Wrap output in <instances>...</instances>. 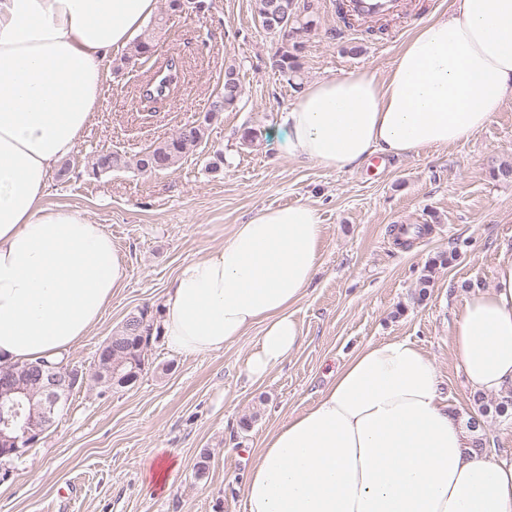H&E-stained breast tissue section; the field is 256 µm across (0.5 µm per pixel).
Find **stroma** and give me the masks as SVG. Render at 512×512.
<instances>
[{
	"mask_svg": "<svg viewBox=\"0 0 512 512\" xmlns=\"http://www.w3.org/2000/svg\"><path fill=\"white\" fill-rule=\"evenodd\" d=\"M185 15L156 10L166 23L161 51L181 58L184 82L148 105L137 87L147 69L109 74L100 111L73 154L52 173L48 203L86 210L111 234L126 276L101 321L65 354L89 369L104 341L141 310L160 314L179 267L224 242L264 207L305 203L321 214V263L293 309L300 347L260 380L245 362L261 335L253 327L223 351L186 358L153 339L139 379L111 390L83 384L62 415L21 457L0 463V512H245L252 455L288 416L317 399L337 368L361 347L392 337L414 340L434 361L448 405L461 422L476 406L451 345L467 293L492 284L502 251H512V97L468 141L391 159L387 169L323 168L294 155L286 114L299 95L270 66L275 40L255 0H203ZM304 44L303 86L358 70L386 76L421 22L450 0H396L390 13L344 23L340 0H313ZM234 66L242 85L235 111L208 129L206 144L160 174L136 168L90 177L97 154L139 152L201 118ZM258 133L242 138L244 129ZM429 225L401 248L394 226ZM457 251L435 269L425 299L417 284L428 260ZM249 429H241L242 418ZM209 455V468L195 465Z\"/></svg>",
	"mask_w": 512,
	"mask_h": 512,
	"instance_id": "35a3bbf8",
	"label": "stroma"
}]
</instances>
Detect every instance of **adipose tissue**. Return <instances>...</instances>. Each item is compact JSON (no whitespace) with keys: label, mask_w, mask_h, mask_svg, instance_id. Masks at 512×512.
Returning a JSON list of instances; mask_svg holds the SVG:
<instances>
[{"label":"adipose tissue","mask_w":512,"mask_h":512,"mask_svg":"<svg viewBox=\"0 0 512 512\" xmlns=\"http://www.w3.org/2000/svg\"><path fill=\"white\" fill-rule=\"evenodd\" d=\"M157 0H0V366L60 355L100 321L125 258L86 211L46 201L48 177L99 111L105 62ZM512 96V0H452L419 26L386 77L308 87L287 113L293 153L336 171L469 140ZM317 209H260L184 262L161 333L175 352L222 351L261 326L259 378L301 343L292 309L321 262ZM452 348L473 393H512V253L472 290ZM413 341L367 344L309 407L265 439L246 512H512V460L475 450Z\"/></svg>","instance_id":"adipose-tissue-1"}]
</instances>
